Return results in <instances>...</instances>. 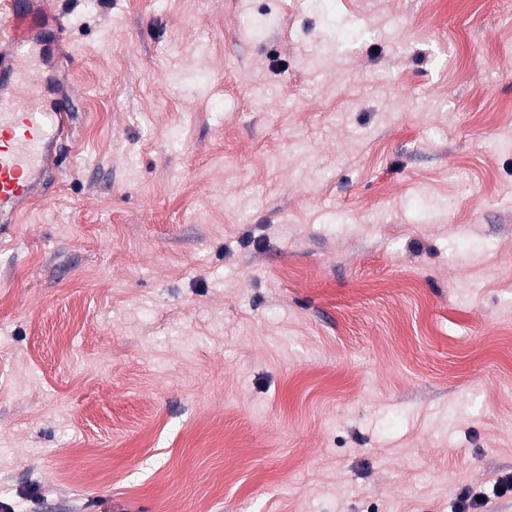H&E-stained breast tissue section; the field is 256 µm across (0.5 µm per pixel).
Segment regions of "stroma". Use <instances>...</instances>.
Here are the masks:
<instances>
[{
  "mask_svg": "<svg viewBox=\"0 0 512 512\" xmlns=\"http://www.w3.org/2000/svg\"><path fill=\"white\" fill-rule=\"evenodd\" d=\"M37 13L63 142L0 224V503L512 512V0Z\"/></svg>",
  "mask_w": 512,
  "mask_h": 512,
  "instance_id": "35a3bbf8",
  "label": "stroma"
}]
</instances>
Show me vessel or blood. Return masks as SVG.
Listing matches in <instances>:
<instances>
[{
    "label": "vessel or blood",
    "instance_id": "b4317fda",
    "mask_svg": "<svg viewBox=\"0 0 512 512\" xmlns=\"http://www.w3.org/2000/svg\"><path fill=\"white\" fill-rule=\"evenodd\" d=\"M17 9H0V72L13 71ZM22 82L0 80V223H14L20 203L34 198L48 158L59 150L61 114L22 100Z\"/></svg>",
    "mask_w": 512,
    "mask_h": 512
}]
</instances>
